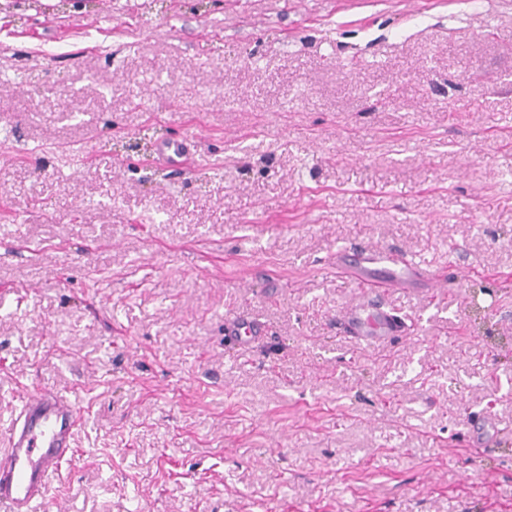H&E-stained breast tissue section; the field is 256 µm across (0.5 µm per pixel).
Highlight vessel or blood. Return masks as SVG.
<instances>
[{"label": "vessel or blood", "mask_w": 512, "mask_h": 512, "mask_svg": "<svg viewBox=\"0 0 512 512\" xmlns=\"http://www.w3.org/2000/svg\"><path fill=\"white\" fill-rule=\"evenodd\" d=\"M190 155L188 137L175 135L155 144L152 160L162 168L180 170ZM335 265L338 273L350 276L362 291L361 298L342 312L340 324L347 335L368 347L391 343L400 332L395 316L370 300L372 289L394 291L416 282L429 288L446 285L445 280L428 275L419 262L398 259L390 251L340 250ZM267 334V327L253 318L237 314L224 318V339L235 350L251 348ZM80 421L79 404L70 394L41 389L22 398L7 443L0 448V512H41L51 480L74 456ZM493 428L488 415L472 416L474 444L495 447V440L487 436Z\"/></svg>", "instance_id": "b4317fda"}]
</instances>
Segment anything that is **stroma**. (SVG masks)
<instances>
[{
	"instance_id": "stroma-1",
	"label": "stroma",
	"mask_w": 512,
	"mask_h": 512,
	"mask_svg": "<svg viewBox=\"0 0 512 512\" xmlns=\"http://www.w3.org/2000/svg\"><path fill=\"white\" fill-rule=\"evenodd\" d=\"M7 2L0 448L78 398L62 512H512V0ZM360 247L463 274L365 349ZM188 136L175 135L158 141L152 151L154 163L164 169L181 170L192 155ZM267 334L268 328L253 318L237 314L224 317V340L230 343L236 352L250 349ZM494 423L486 414H477L470 419V430L473 440L471 443L481 448L492 449L497 445L496 439H484L481 437L484 433L493 430Z\"/></svg>"
}]
</instances>
